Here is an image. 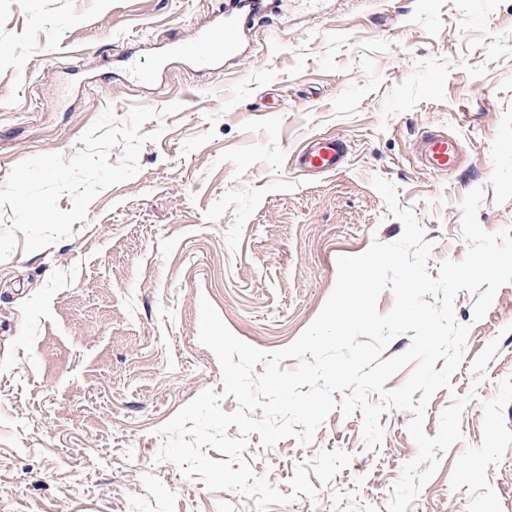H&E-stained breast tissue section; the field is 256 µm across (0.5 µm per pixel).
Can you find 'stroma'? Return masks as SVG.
<instances>
[{
	"instance_id": "1",
	"label": "stroma",
	"mask_w": 512,
	"mask_h": 512,
	"mask_svg": "<svg viewBox=\"0 0 512 512\" xmlns=\"http://www.w3.org/2000/svg\"><path fill=\"white\" fill-rule=\"evenodd\" d=\"M219 0H0V185L19 162L73 156L81 135L113 109L180 112L139 172L103 190L70 237L16 247L0 260V512H256L253 499L213 492L157 461V434L201 392L224 395L215 354L199 340L209 301L241 340L264 351L291 344L331 294L337 259L403 234L372 184L397 189L444 260L466 254L461 204L477 187L489 232L512 227V0H285L250 54L198 74L176 64L158 83L125 77L189 36ZM434 130L461 142L455 171L420 164L415 143ZM341 139L339 170L306 173L294 158L313 138ZM460 291L455 315L469 333L451 389L429 400L435 436L452 394L477 388L463 438L442 454L407 512H512V284L481 320ZM501 344L474 386L471 363ZM410 413L379 423L366 450L362 415L331 412L312 442L271 449L251 434L243 453L283 494L296 466L340 449L349 465L329 484L309 481L269 512H387L392 486L417 446Z\"/></svg>"
}]
</instances>
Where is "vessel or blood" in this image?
<instances>
[{
  "mask_svg": "<svg viewBox=\"0 0 512 512\" xmlns=\"http://www.w3.org/2000/svg\"><path fill=\"white\" fill-rule=\"evenodd\" d=\"M271 0H224L219 12L207 28L190 38L170 41L169 53L160 63L167 68L179 61L200 72L210 70L241 57L248 34L255 28L269 25ZM418 150L426 167L434 171H450L459 162V148L454 139L440 133H423ZM345 152L343 143L335 138H317L304 147L299 155L300 166L308 171L326 172L339 169Z\"/></svg>",
  "mask_w": 512,
  "mask_h": 512,
  "instance_id": "obj_1",
  "label": "vessel or blood"
}]
</instances>
